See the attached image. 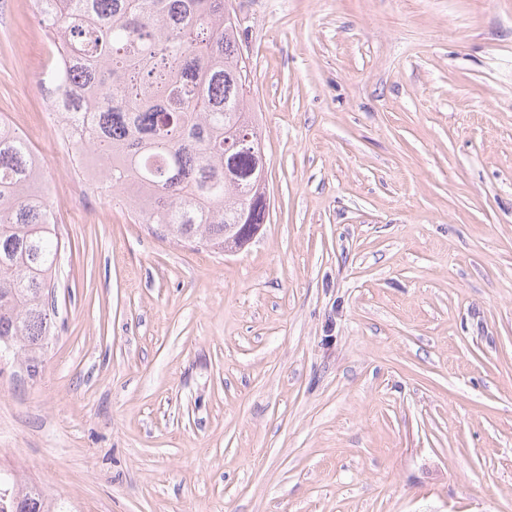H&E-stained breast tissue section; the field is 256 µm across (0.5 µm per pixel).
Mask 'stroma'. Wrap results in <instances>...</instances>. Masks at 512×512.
Returning <instances> with one entry per match:
<instances>
[{
    "label": "stroma",
    "mask_w": 512,
    "mask_h": 512,
    "mask_svg": "<svg viewBox=\"0 0 512 512\" xmlns=\"http://www.w3.org/2000/svg\"><path fill=\"white\" fill-rule=\"evenodd\" d=\"M230 3L271 207L224 255L75 175L35 0H0L64 244L0 469L71 512H512V0Z\"/></svg>",
    "instance_id": "obj_1"
}]
</instances>
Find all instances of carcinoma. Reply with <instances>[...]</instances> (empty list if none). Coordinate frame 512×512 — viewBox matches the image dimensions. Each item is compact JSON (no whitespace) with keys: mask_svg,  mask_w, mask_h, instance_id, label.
<instances>
[{"mask_svg":"<svg viewBox=\"0 0 512 512\" xmlns=\"http://www.w3.org/2000/svg\"><path fill=\"white\" fill-rule=\"evenodd\" d=\"M47 35L68 58L57 83L70 148L101 161L91 182L122 191L162 236L224 251L231 224H261L264 149L249 107L239 25L227 0H37ZM249 128L254 138L236 146ZM39 159L0 116V349L42 368L61 256ZM11 503L64 512L0 472Z\"/></svg>","mask_w":512,"mask_h":512,"instance_id":"carcinoma-1","label":"carcinoma"}]
</instances>
